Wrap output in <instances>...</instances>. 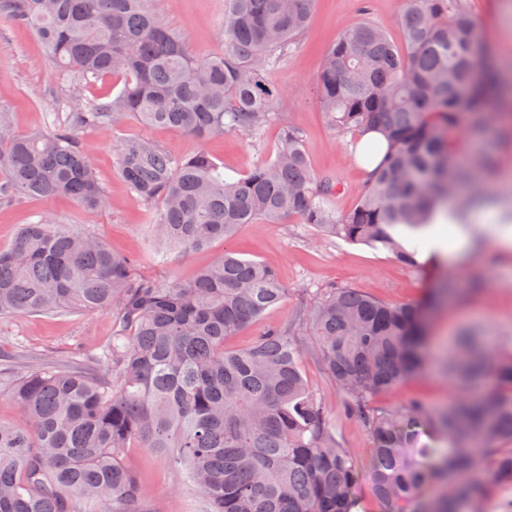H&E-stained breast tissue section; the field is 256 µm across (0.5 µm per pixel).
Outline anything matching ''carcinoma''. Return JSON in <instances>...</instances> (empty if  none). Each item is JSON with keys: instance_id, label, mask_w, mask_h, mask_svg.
<instances>
[{"instance_id": "obj_1", "label": "carcinoma", "mask_w": 512, "mask_h": 512, "mask_svg": "<svg viewBox=\"0 0 512 512\" xmlns=\"http://www.w3.org/2000/svg\"><path fill=\"white\" fill-rule=\"evenodd\" d=\"M314 0H224L220 52L198 59L163 22L157 0H0V18L43 43L60 85L112 74L110 102L88 101L68 123L20 134L0 112V195L105 206L79 132L116 131L133 116L195 139L260 135L277 118L269 67L306 29ZM402 44L371 22L343 30L317 91L340 134L382 133L385 155L354 206L336 211V181L314 171L301 134L282 122L274 158L228 181L203 150L176 156L143 137L121 141L114 168L133 198L158 205L162 257L231 238L241 224L286 220L385 251L414 266L396 236L440 215L464 221L485 204L489 151L467 143L495 131L501 78L467 0H400ZM277 271L224 250L189 282L154 281L74 224L42 216L0 250V318L110 310L112 338L90 371L54 363L12 387L22 423L0 421V512H157L124 459L165 456L203 500L201 512H354L355 455L308 384L300 327L316 339L329 380L370 445L369 480L382 512H478L488 484L512 486V361L463 343L448 357L458 385L447 412L380 408V393L424 363L427 309L330 288L310 311L270 326L244 348L230 336L282 304ZM495 378L480 396L470 379ZM492 454V467L483 458ZM443 482L433 496L422 488Z\"/></svg>"}]
</instances>
